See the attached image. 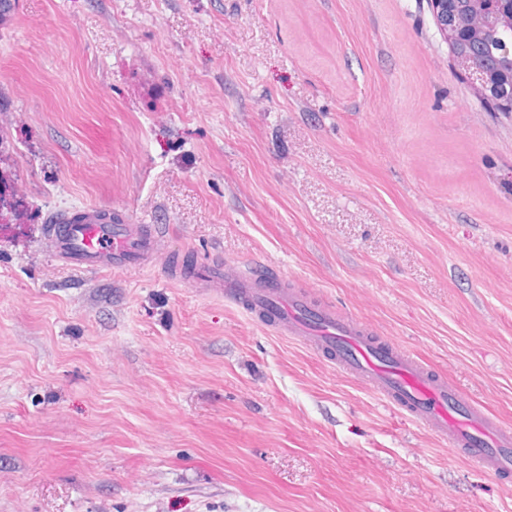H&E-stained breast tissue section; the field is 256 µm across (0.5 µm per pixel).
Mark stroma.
I'll list each match as a JSON object with an SVG mask.
<instances>
[{"label":"stroma","instance_id":"35a3bbf8","mask_svg":"<svg viewBox=\"0 0 512 512\" xmlns=\"http://www.w3.org/2000/svg\"><path fill=\"white\" fill-rule=\"evenodd\" d=\"M0 189V512H512L511 474L166 273L282 280L512 425V112L427 0H17ZM84 205L167 254L62 265Z\"/></svg>","mask_w":512,"mask_h":512}]
</instances>
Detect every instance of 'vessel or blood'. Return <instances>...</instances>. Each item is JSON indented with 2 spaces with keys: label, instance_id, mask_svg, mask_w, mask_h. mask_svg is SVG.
Masks as SVG:
<instances>
[{
  "label": "vessel or blood",
  "instance_id": "1",
  "mask_svg": "<svg viewBox=\"0 0 512 512\" xmlns=\"http://www.w3.org/2000/svg\"><path fill=\"white\" fill-rule=\"evenodd\" d=\"M50 243L54 256L74 269L103 271L151 266L163 238L156 232L144 233L136 224L103 222L98 209L84 208L54 217ZM191 279L209 288L233 289L238 304L247 311L271 314L280 335L330 354L337 370L446 441L476 471L493 476L512 472V426L368 325L262 277L231 279L220 263L200 262Z\"/></svg>",
  "mask_w": 512,
  "mask_h": 512
}]
</instances>
